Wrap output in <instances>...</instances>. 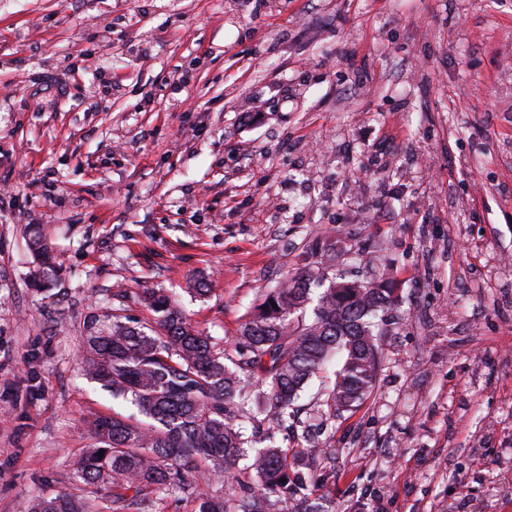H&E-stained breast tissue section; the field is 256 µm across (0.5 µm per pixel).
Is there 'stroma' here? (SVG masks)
<instances>
[{
  "instance_id": "1",
  "label": "stroma",
  "mask_w": 512,
  "mask_h": 512,
  "mask_svg": "<svg viewBox=\"0 0 512 512\" xmlns=\"http://www.w3.org/2000/svg\"><path fill=\"white\" fill-rule=\"evenodd\" d=\"M1 184L0 512L134 412L82 372L91 318L161 289L228 348L330 255L398 304L356 413L319 406L336 358L297 401L312 500L512 512V0H0ZM29 249L39 260L41 270L40 285L45 286L57 279V268L50 252V247L46 240L35 231L29 240Z\"/></svg>"
}]
</instances>
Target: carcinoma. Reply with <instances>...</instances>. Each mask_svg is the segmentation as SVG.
<instances>
[{"label":"carcinoma","instance_id":"cac0c4a2","mask_svg":"<svg viewBox=\"0 0 512 512\" xmlns=\"http://www.w3.org/2000/svg\"><path fill=\"white\" fill-rule=\"evenodd\" d=\"M29 249L40 263V285L51 283L57 268L48 243L35 232ZM143 301L155 325L114 314L110 322L91 321L83 341L85 374L147 418L115 413L90 422L95 444L75 462L71 479L105 487L110 498L93 507L61 491L31 512H140L169 495L197 503L196 512H321L308 504L303 470L326 449L312 438L283 448L276 429L298 419L295 400L338 352L342 365L324 393L328 415L354 412L373 394L381 366L377 329L395 306V289L329 280L315 265L265 295L240 326L232 355L169 295L150 290ZM260 415L266 428L246 436ZM247 453V475L232 476L240 492L218 496L199 487L201 464L221 482L229 461Z\"/></svg>","mask_w":512,"mask_h":512}]
</instances>
